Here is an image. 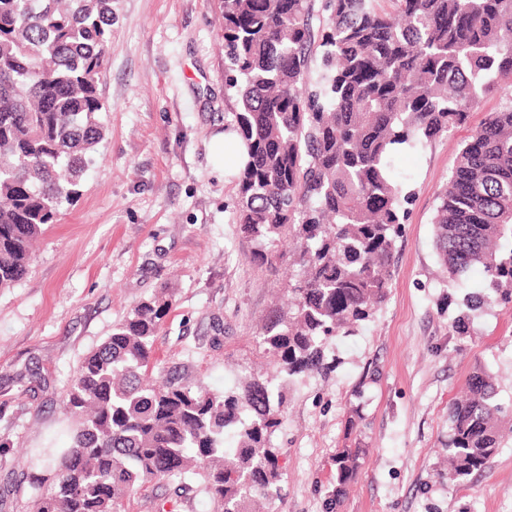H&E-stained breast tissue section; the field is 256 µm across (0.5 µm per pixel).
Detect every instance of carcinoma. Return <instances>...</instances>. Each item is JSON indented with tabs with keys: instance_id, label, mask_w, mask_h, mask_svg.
Returning <instances> with one entry per match:
<instances>
[{
	"instance_id": "cac0c4a2",
	"label": "carcinoma",
	"mask_w": 512,
	"mask_h": 512,
	"mask_svg": "<svg viewBox=\"0 0 512 512\" xmlns=\"http://www.w3.org/2000/svg\"><path fill=\"white\" fill-rule=\"evenodd\" d=\"M221 0L224 87L248 151L236 183L237 224L263 266L288 248V300L256 336L277 358L217 394L158 363L155 337L173 303L164 285L88 354L65 395L77 428L53 460L33 512H121L143 484L201 481L216 512H266L281 499L272 444L284 383L336 367L327 341L352 335L387 300L411 193L395 156L466 124L491 92L501 107L461 144L433 218L439 262L467 293L451 328L512 305V0ZM112 0H0V289L29 271L34 245L82 181L106 137L99 85ZM321 61L316 79L310 73ZM512 416L477 364L448 405V482L484 471ZM360 449L333 457L336 494Z\"/></svg>"
}]
</instances>
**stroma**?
Segmentation results:
<instances>
[{"label": "stroma", "mask_w": 512, "mask_h": 512, "mask_svg": "<svg viewBox=\"0 0 512 512\" xmlns=\"http://www.w3.org/2000/svg\"><path fill=\"white\" fill-rule=\"evenodd\" d=\"M114 21L100 92L107 135L76 204L48 227L29 272L0 289V512H32L48 483L42 454L72 443L63 400L82 359L139 301L174 290L155 341L160 363L180 362L215 393L245 368L274 370L254 336L284 271L247 260L236 222V171L218 174L212 137L237 105L224 90L219 0H112ZM491 93L466 125L396 161L411 199L395 243L387 302L353 336L330 344L325 376L287 383L273 437L284 470L277 512H327L338 448L361 451L337 512H512V440L481 475L438 478L448 405L475 363L512 404V307H493L467 334L450 324L480 271L438 278L432 220L456 150L500 107ZM124 512H214L200 483H147Z\"/></svg>", "instance_id": "35a3bbf8"}]
</instances>
